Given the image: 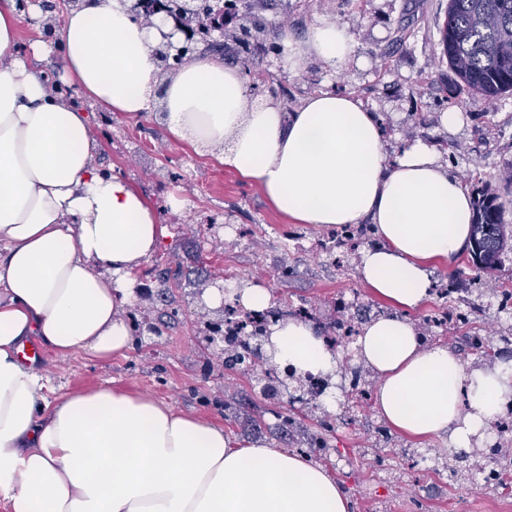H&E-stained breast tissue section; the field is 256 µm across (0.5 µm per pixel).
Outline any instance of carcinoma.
Instances as JSON below:
<instances>
[{
    "instance_id": "carcinoma-1",
    "label": "carcinoma",
    "mask_w": 512,
    "mask_h": 512,
    "mask_svg": "<svg viewBox=\"0 0 512 512\" xmlns=\"http://www.w3.org/2000/svg\"><path fill=\"white\" fill-rule=\"evenodd\" d=\"M246 14V23L232 38L222 43L211 39L212 33L224 28L227 18ZM185 23L198 34L203 50L214 51L239 65L253 90L264 89L277 96V79L259 69V62L280 46L267 39L272 23L248 11L246 0H224L219 14L198 0ZM443 54L458 79L483 100L493 102L512 91V0H448L443 29ZM504 219L494 196L484 194L475 200L472 237V260L485 270L494 269L512 235H504ZM246 360L240 346L232 341L224 347V364L234 367ZM495 462L486 482L496 487L506 484L512 474V454L503 456L500 449H490Z\"/></svg>"
}]
</instances>
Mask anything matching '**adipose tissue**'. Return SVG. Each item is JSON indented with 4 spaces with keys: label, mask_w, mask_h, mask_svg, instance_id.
<instances>
[{
    "label": "adipose tissue",
    "mask_w": 512,
    "mask_h": 512,
    "mask_svg": "<svg viewBox=\"0 0 512 512\" xmlns=\"http://www.w3.org/2000/svg\"><path fill=\"white\" fill-rule=\"evenodd\" d=\"M132 4L77 0L25 59L20 27L44 12L38 0H0V512H349L336 479L305 456L241 445L147 394L54 396L23 362L31 340L91 359L133 345L124 311L158 247L160 218L95 164L90 103L132 119L161 103L177 140L208 147L294 223L373 225L378 243L363 250L358 276L397 310L365 324L355 343L377 377V412L404 435H444L455 449L483 440L512 401V364L466 369L446 346L423 344L403 316L429 299L430 262L454 260L470 242L472 197L459 178L421 141L388 156L374 113L353 96L248 110L238 69L221 58L160 75V34ZM353 53L348 31L325 20L282 42L292 69L312 54L336 74ZM48 59L60 80L42 68ZM271 341L299 374L338 371L312 324L278 322Z\"/></svg>",
    "instance_id": "obj_1"
}]
</instances>
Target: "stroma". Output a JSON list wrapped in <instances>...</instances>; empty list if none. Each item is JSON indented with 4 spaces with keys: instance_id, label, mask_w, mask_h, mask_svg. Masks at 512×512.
Listing matches in <instances>:
<instances>
[{
    "instance_id": "1",
    "label": "stroma",
    "mask_w": 512,
    "mask_h": 512,
    "mask_svg": "<svg viewBox=\"0 0 512 512\" xmlns=\"http://www.w3.org/2000/svg\"><path fill=\"white\" fill-rule=\"evenodd\" d=\"M254 7L278 22L279 38L303 39L320 19L346 26L356 48L338 74L311 58L294 71L273 54L264 65L296 102L311 96L312 78L320 90L358 98L380 119L391 148L418 139L435 145L471 193L497 194L512 229V187L499 181L512 163V93L489 106L456 81L440 56L448 0H354L341 10L336 0H256ZM443 85L448 100L442 104L432 90ZM450 108L462 120L448 130L440 115ZM91 131L100 143L96 165L123 176L160 214L161 246L139 274L150 295L131 304L151 311L159 330L141 331L134 349L104 361L44 351L38 368L57 393L111 384L148 393L223 425L245 444L307 448L324 437L329 452L321 465L347 492L350 512H512V482L487 487L477 466L452 475L455 455L445 441L402 435L378 416L372 400L350 399L354 374H361L366 392L377 383L354 355L356 338L370 319L393 311L357 276L360 253L374 245L373 237L346 253L327 244V228L290 222L257 186L175 141L160 112L137 121L97 107ZM173 196L183 200L182 210L169 209ZM212 277L224 279L228 291L260 286L287 298L289 309H306L309 322L328 336L337 314H344L350 328L335 344L338 381L320 399L279 406L264 396L257 373L225 369L218 355H205L197 337L207 316L195 294ZM432 282L431 299L407 313L415 327L448 346L467 368L511 362L512 300L506 292L512 290V251L490 272L478 269L467 249L453 262L434 261ZM489 349L494 358L486 357Z\"/></svg>"
}]
</instances>
